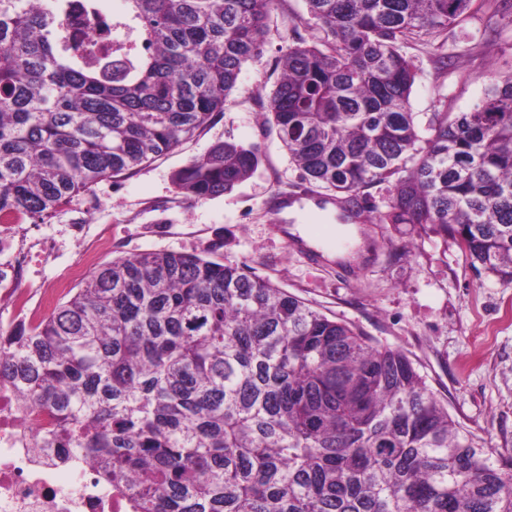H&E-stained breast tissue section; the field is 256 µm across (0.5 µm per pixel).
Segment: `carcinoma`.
I'll use <instances>...</instances> for the list:
<instances>
[{
  "mask_svg": "<svg viewBox=\"0 0 512 512\" xmlns=\"http://www.w3.org/2000/svg\"><path fill=\"white\" fill-rule=\"evenodd\" d=\"M0 0V219L45 220L224 111L276 0ZM472 0H306L266 110L342 219L451 238L512 284V77L420 125L409 40L444 45ZM78 12L104 42L64 24ZM262 148L224 142L175 175L232 191ZM0 377L138 512H512V458L462 430L413 362L273 285L195 254L120 258L32 328L0 322Z\"/></svg>",
  "mask_w": 512,
  "mask_h": 512,
  "instance_id": "carcinoma-1",
  "label": "carcinoma"
}]
</instances>
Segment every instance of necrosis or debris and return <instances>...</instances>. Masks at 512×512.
Instances as JSON below:
<instances>
[{
	"label": "necrosis or debris",
	"instance_id": "4bbe7bcc",
	"mask_svg": "<svg viewBox=\"0 0 512 512\" xmlns=\"http://www.w3.org/2000/svg\"><path fill=\"white\" fill-rule=\"evenodd\" d=\"M55 428L52 417L23 403L14 383L0 379V512H135L130 495L88 460L63 458L58 448L47 463L30 456L29 438Z\"/></svg>",
	"mask_w": 512,
	"mask_h": 512
}]
</instances>
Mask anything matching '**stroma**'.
<instances>
[{
    "label": "stroma",
    "mask_w": 512,
    "mask_h": 512,
    "mask_svg": "<svg viewBox=\"0 0 512 512\" xmlns=\"http://www.w3.org/2000/svg\"><path fill=\"white\" fill-rule=\"evenodd\" d=\"M486 15L484 0H472L468 18L449 30V65L438 63L429 45H406L417 68L410 104L419 122L434 112L470 111L490 86L512 75V25L490 34ZM306 16L305 0H276L264 54L242 70L223 113L191 141L74 196L40 226L28 218L14 222L0 237V266L26 249L24 288L59 303L92 271L132 254L191 253L247 267L329 319L407 355L477 444L512 454V284L477 272L455 241L409 224L358 225L363 245L343 272L331 262L310 265L274 228L268 203L303 179L264 104L289 42L311 34ZM224 141L261 145L255 173L215 197L179 193L174 173ZM78 224L89 227L81 241L74 237Z\"/></svg>",
    "instance_id": "stroma-1"
}]
</instances>
